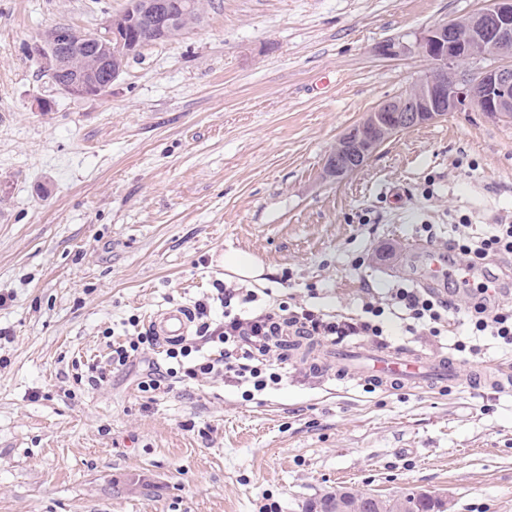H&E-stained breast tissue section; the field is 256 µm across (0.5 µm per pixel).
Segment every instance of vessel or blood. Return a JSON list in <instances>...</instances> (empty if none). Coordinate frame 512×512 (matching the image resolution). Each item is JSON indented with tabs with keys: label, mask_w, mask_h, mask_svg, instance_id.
<instances>
[{
	"label": "vessel or blood",
	"mask_w": 512,
	"mask_h": 512,
	"mask_svg": "<svg viewBox=\"0 0 512 512\" xmlns=\"http://www.w3.org/2000/svg\"><path fill=\"white\" fill-rule=\"evenodd\" d=\"M412 248L426 259L423 281L431 290H439L448 281L469 271L467 264L449 262L447 251L433 242H416ZM150 324L156 336L168 342L186 337L192 319L187 309L174 308L155 314ZM338 365L346 378L371 380L386 392L416 387L431 389L451 380L458 370V363L452 357L431 358L404 348L375 349L367 353L344 350L339 354ZM474 379L492 389L512 386V374L498 368L480 370Z\"/></svg>",
	"instance_id": "b4317fda"
}]
</instances>
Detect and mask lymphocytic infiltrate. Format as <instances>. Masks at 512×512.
Instances as JSON below:
<instances>
[{"label":"lymphocytic infiltrate","instance_id":"1","mask_svg":"<svg viewBox=\"0 0 512 512\" xmlns=\"http://www.w3.org/2000/svg\"><path fill=\"white\" fill-rule=\"evenodd\" d=\"M468 265L478 268L473 282H449V299L402 283L384 294H369L355 315L331 314L307 305L262 301L257 289L221 280L193 303L196 322L193 336L161 345L152 330L112 346L108 366H93L89 381L98 386L107 382L112 370L128 365L132 358L163 349L164 358L150 363L137 384L144 393L166 389L175 382L221 378L242 388L244 397H254L278 386L287 372L272 360V337L311 336L331 343L356 337L383 340L384 313L401 319L405 332L414 336H441L455 314H463L467 335L458 337L453 348L473 356L482 352L480 337H491L500 348L512 351V306L503 303L502 285L511 279L496 264L498 258L512 256V224L494 225L483 238L460 236L453 244ZM467 292L469 304L458 308L453 298Z\"/></svg>","mask_w":512,"mask_h":512}]
</instances>
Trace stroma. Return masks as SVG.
Returning <instances> with one entry per match:
<instances>
[{"instance_id": "35a3bbf8", "label": "stroma", "mask_w": 512, "mask_h": 512, "mask_svg": "<svg viewBox=\"0 0 512 512\" xmlns=\"http://www.w3.org/2000/svg\"><path fill=\"white\" fill-rule=\"evenodd\" d=\"M482 0H210L183 35L140 49L99 98L55 93L29 52L47 29H102L127 0H0V512H303L344 487L425 493L451 512H512V363L487 343L450 391L366 392L273 349L289 376L243 401L231 382L147 395L136 362L81 382L129 317L188 306L254 258L251 284L338 314L365 286L415 278L408 243L512 223V119L454 112L404 130L336 181V140L431 71L388 39ZM53 103L36 108L37 99ZM431 233H424V225ZM440 341L390 347L452 355ZM473 379L478 382L479 385H484L491 389H505L507 386H512V375L508 372H504L499 368L491 370L481 369L474 374Z\"/></svg>"}]
</instances>
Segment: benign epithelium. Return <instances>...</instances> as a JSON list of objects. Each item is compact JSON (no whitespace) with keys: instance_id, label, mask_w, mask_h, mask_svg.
<instances>
[{"instance_id":"7a95c632","label":"benign epithelium","mask_w":512,"mask_h":512,"mask_svg":"<svg viewBox=\"0 0 512 512\" xmlns=\"http://www.w3.org/2000/svg\"><path fill=\"white\" fill-rule=\"evenodd\" d=\"M176 7L175 0H143L130 23L147 15L164 31L177 23ZM93 43L101 54L98 66L77 75L64 92L100 97L112 87V80L104 75L108 61L125 59L139 50V43L126 36L125 27L110 22L93 34L58 28L50 43L38 46L36 56L43 72L52 77L67 55ZM373 52L383 58L419 53L431 58L435 67L398 95L378 103L338 138L324 167L329 178L342 180L362 169L397 132L434 123L452 112H479L490 120L512 116V0H484L470 14L411 33L407 41L386 40ZM472 57L493 62L476 70L460 67L461 60Z\"/></svg>"}]
</instances>
